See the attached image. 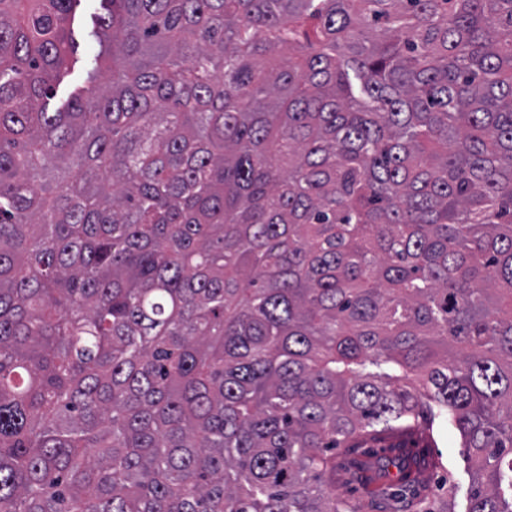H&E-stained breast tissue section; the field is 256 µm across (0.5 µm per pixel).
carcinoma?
<instances>
[{
	"instance_id": "carcinoma-1",
	"label": "carcinoma",
	"mask_w": 512,
	"mask_h": 512,
	"mask_svg": "<svg viewBox=\"0 0 512 512\" xmlns=\"http://www.w3.org/2000/svg\"><path fill=\"white\" fill-rule=\"evenodd\" d=\"M80 4L0 0V512H362L445 413L512 512V0H100L60 102ZM97 3L94 0L82 1L81 6L77 9L73 22L74 37L79 46L75 58L77 63L72 65L69 75L59 86L57 97L61 100H65L75 88L89 85L88 73L94 68L92 48L95 37L92 32L94 29V14L99 9ZM364 451L352 448L349 452L336 453V474L326 478L332 493L356 501L362 505L363 512H405L406 502L372 494L374 473L366 467L370 458Z\"/></svg>"
}]
</instances>
